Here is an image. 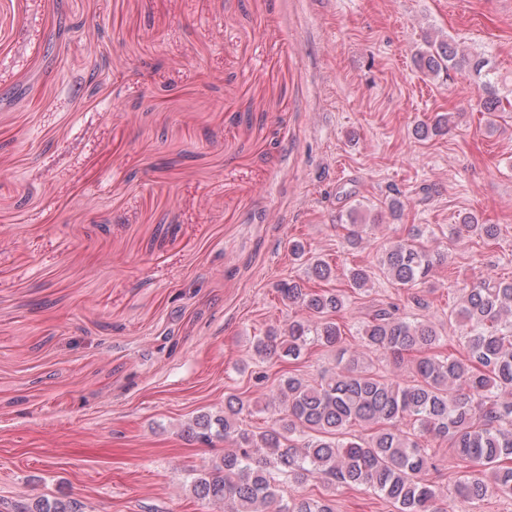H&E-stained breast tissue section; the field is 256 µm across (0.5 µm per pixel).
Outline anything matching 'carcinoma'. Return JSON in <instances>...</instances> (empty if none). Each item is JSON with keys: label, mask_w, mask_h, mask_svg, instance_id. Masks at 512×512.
<instances>
[{"label": "carcinoma", "mask_w": 512, "mask_h": 512, "mask_svg": "<svg viewBox=\"0 0 512 512\" xmlns=\"http://www.w3.org/2000/svg\"><path fill=\"white\" fill-rule=\"evenodd\" d=\"M420 58L432 75L468 66L481 71L483 57L458 55L447 40L426 38ZM461 229L480 238L497 236L495 224H479L467 215ZM415 229L383 253L380 266L400 288H417L431 277L444 254L420 242ZM366 267L346 273L349 287L371 283ZM277 292L282 302L304 316L272 328L254 339L255 355L299 360L312 345L334 348L344 330L336 316L346 308L345 291H312L292 279ZM466 327L465 355L442 354V336L428 321H409L396 307L374 311L360 330L368 352L400 358L414 353L412 375L394 381L366 361L364 354L340 351L335 370L313 383L288 371L261 408L273 419L263 431L243 427L244 400L225 399L224 414L203 413L187 426L188 436L203 445L216 438L230 443L208 467L189 474L191 493L199 500L224 505L223 512H336L333 500L298 496L285 501L278 494L279 477L302 484L319 477L328 487H365L391 503L396 512H446L438 493L425 480L435 468L428 437L449 438L458 456L483 469L465 474L454 485L467 502L489 494L512 498V281L484 278L464 289L451 310ZM354 423L371 433L351 438ZM16 512H86L75 498L15 501Z\"/></svg>", "instance_id": "cac0c4a2"}]
</instances>
